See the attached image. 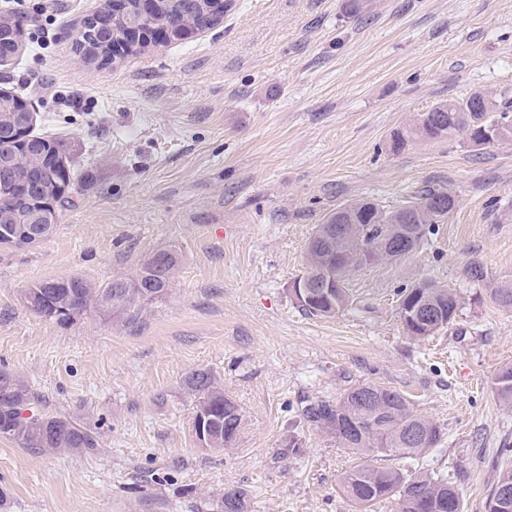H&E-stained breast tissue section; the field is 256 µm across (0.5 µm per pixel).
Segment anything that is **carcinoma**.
Instances as JSON below:
<instances>
[{
  "label": "carcinoma",
  "mask_w": 512,
  "mask_h": 512,
  "mask_svg": "<svg viewBox=\"0 0 512 512\" xmlns=\"http://www.w3.org/2000/svg\"><path fill=\"white\" fill-rule=\"evenodd\" d=\"M233 7V0H224V9L213 8L211 0H157L149 16L142 14L140 0H124L122 6L110 13L102 7L90 16L80 31L76 49L87 63L105 62L113 57L140 54L148 42H122L125 32L136 26L149 30L161 24L176 31L190 20L196 30L216 27ZM344 15L358 21L372 14L356 0H344ZM22 98L15 93L0 91V127L11 128L4 120L17 117L27 128L33 127L34 115L21 112ZM498 132L494 142L512 141V98H496L483 92H474L461 100L435 104L410 124L397 131L393 148H402L416 138H453L462 133L476 138L481 132ZM31 146L22 151L7 140H0V156L7 154L13 161L12 176L0 179V215L9 223L5 232L28 224L35 210L34 202L56 193V184L62 179L72 182L71 167L66 172L54 168V158L62 153L53 141L42 136H30ZM455 199L446 190L429 189L416 200L388 210L374 203L357 207L347 204L331 213L311 237L313 244L319 236H330L327 249H313L307 256L308 273L316 280L332 278L338 282L335 293L343 304L349 294L345 283L349 273L367 262L397 260L407 250L393 251L383 247L387 225L398 222L413 224L422 242L426 226L436 224L448 216ZM354 224L355 231L345 237H336V225ZM178 267L176 250L160 249L140 268L133 278H117L97 285L81 277H69L38 282L27 289L34 295L28 308L41 317L67 325L85 315L93 306L108 311L112 322L125 324L149 303L165 296L175 278ZM428 299L442 309L453 323L462 309L460 298L448 288H427ZM491 300L499 307L512 309V287L495 286L488 289ZM187 388L196 398L195 409H204L218 419L213 424L212 447L229 448L243 425L238 405L224 395V389L206 371H196L187 380ZM368 389L373 394L369 402L355 401L357 389ZM497 401L512 407V365L501 367L492 387ZM30 390L10 372L0 369V437L17 443L22 448L40 451L89 454L98 448V441L76 423L58 416L31 411ZM302 419L336 437L341 447L356 455L358 464L345 471L339 480V491L353 508V512H373V507L388 499L396 501L398 512H465L460 492L448 484L443 474L424 467L423 459L442 438L440 425L416 413L402 393L375 383H362L345 390L334 400L308 401L301 408ZM386 458L400 460L398 467L380 466L377 461ZM512 489V466L501 470L491 492L487 512L501 510L500 491L503 486ZM224 512H243V493L227 490L221 499Z\"/></svg>",
  "instance_id": "obj_1"
}]
</instances>
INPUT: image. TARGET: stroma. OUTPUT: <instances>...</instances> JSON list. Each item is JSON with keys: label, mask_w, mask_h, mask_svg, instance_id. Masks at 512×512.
I'll list each match as a JSON object with an SVG mask.
<instances>
[{"label": "stroma", "mask_w": 512, "mask_h": 512, "mask_svg": "<svg viewBox=\"0 0 512 512\" xmlns=\"http://www.w3.org/2000/svg\"><path fill=\"white\" fill-rule=\"evenodd\" d=\"M103 2L26 0L25 47L0 65V89L75 172L51 237L0 246V368L99 442L72 456L0 438V512H220L228 488L244 512H350L338 480L354 457L299 411L367 382L441 426L430 467L466 512H486L512 448V408L492 390L512 364V310L476 298L467 269L512 286V142L392 140L438 102L512 95V0H377L361 23L343 0H234L208 32L88 64L74 40ZM428 186L455 207L419 248L353 271L333 317L294 303L289 283L331 211ZM170 247L173 287L129 324L98 309L60 325L24 301L44 280L134 277ZM423 282L463 309L418 340L398 293ZM197 370L244 415L230 451L196 437ZM292 437L301 453L278 457Z\"/></svg>", "instance_id": "1"}]
</instances>
